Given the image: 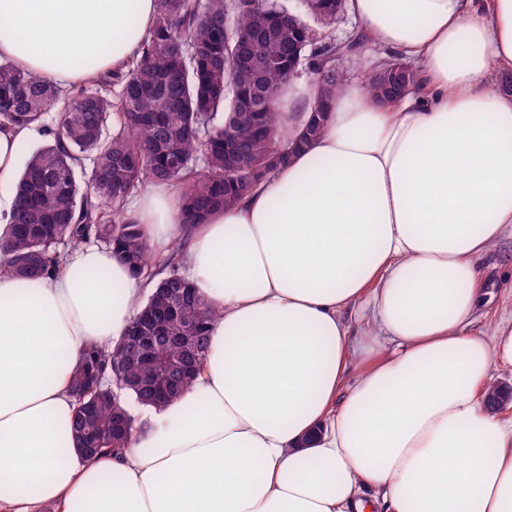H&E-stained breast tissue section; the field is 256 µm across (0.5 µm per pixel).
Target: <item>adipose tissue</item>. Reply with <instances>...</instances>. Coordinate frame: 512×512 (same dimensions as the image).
<instances>
[{"mask_svg":"<svg viewBox=\"0 0 512 512\" xmlns=\"http://www.w3.org/2000/svg\"><path fill=\"white\" fill-rule=\"evenodd\" d=\"M370 43L416 61L407 94L346 83L322 133L230 207L184 226L171 183L127 219L181 244L217 317L206 360L118 455L85 457L69 392L118 341L145 279L95 245L0 277V512H512V312L476 332L482 264L512 238V0H348ZM156 0H0V60L68 89L140 53ZM317 79L275 98L299 141ZM0 126V235L19 145Z\"/></svg>","mask_w":512,"mask_h":512,"instance_id":"1","label":"adipose tissue"}]
</instances>
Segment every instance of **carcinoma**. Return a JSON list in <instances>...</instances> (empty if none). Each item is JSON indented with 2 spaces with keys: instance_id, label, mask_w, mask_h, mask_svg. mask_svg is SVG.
Here are the masks:
<instances>
[{
  "instance_id": "1",
  "label": "carcinoma",
  "mask_w": 512,
  "mask_h": 512,
  "mask_svg": "<svg viewBox=\"0 0 512 512\" xmlns=\"http://www.w3.org/2000/svg\"><path fill=\"white\" fill-rule=\"evenodd\" d=\"M309 6L321 25L336 20L317 0ZM268 9L258 14L251 0H157L153 32L127 69L67 93L0 62V123L47 137L15 187L10 229L0 237V276L50 275L68 251L90 241L141 274L150 264L141 227L120 219L130 195L151 181L179 184L190 226L248 194L288 161L273 101L292 81L288 66L305 60L323 98L297 145L320 134L327 103L346 83L336 71V44L307 56L316 30L286 16L275 0ZM367 89L381 99L393 91L381 69ZM53 112L58 120L50 126ZM215 317L175 249L128 335L82 353L71 385L80 404L76 448L122 453L138 427L125 399L157 408L177 399L206 358ZM135 328L151 337L145 354L129 341ZM189 334L195 342L184 341Z\"/></svg>"
}]
</instances>
